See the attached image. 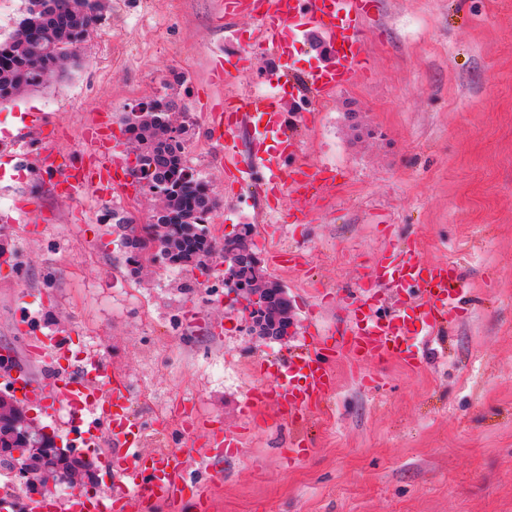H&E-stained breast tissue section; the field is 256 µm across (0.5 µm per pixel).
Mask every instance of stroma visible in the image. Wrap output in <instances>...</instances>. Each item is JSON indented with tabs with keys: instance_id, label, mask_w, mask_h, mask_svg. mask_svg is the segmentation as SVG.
Instances as JSON below:
<instances>
[{
	"instance_id": "obj_1",
	"label": "stroma",
	"mask_w": 512,
	"mask_h": 512,
	"mask_svg": "<svg viewBox=\"0 0 512 512\" xmlns=\"http://www.w3.org/2000/svg\"><path fill=\"white\" fill-rule=\"evenodd\" d=\"M222 0H105L65 74L0 103V137L40 114L56 163H87L81 135L107 116L113 131L138 103L174 93L185 107V161L209 182L216 238L255 227L263 263L290 236L305 262L273 269L296 323L342 327L354 291L381 256L386 227L425 261H453L466 292L451 329L424 360L335 367L327 403L301 426L265 404L243 415L254 365L297 346L262 338L224 302L212 273L128 262L113 215L151 221L156 198L129 180L101 202L63 194L56 177L0 158V354L24 355L20 310L42 331L63 330L73 351L93 347L132 389L148 426L143 452L206 447L213 431L240 435L238 452L203 468L208 512H512V0H372L364 21L370 71L315 110L288 99L303 160L333 171L307 224L259 223L254 190L228 178L209 133L224 87L212 64L227 51L271 73L238 18L229 41ZM194 421L184 436L181 413ZM303 439L302 460L289 459Z\"/></svg>"
}]
</instances>
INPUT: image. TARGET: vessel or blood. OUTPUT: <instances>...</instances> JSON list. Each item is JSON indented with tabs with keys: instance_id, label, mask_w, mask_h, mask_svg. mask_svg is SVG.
<instances>
[{
	"instance_id": "vessel-or-blood-1",
	"label": "vessel or blood",
	"mask_w": 512,
	"mask_h": 512,
	"mask_svg": "<svg viewBox=\"0 0 512 512\" xmlns=\"http://www.w3.org/2000/svg\"><path fill=\"white\" fill-rule=\"evenodd\" d=\"M368 0H224V20L241 14L255 18L274 61L273 73L264 75L269 93L231 92L224 109L212 113L213 139L224 157V167L237 183L258 181L263 192L289 193L294 204L292 223H306L317 209L324 169L315 163H296L302 142L289 131L284 99L307 97L329 100L351 80L366 55L363 39ZM321 34L332 50L333 62L306 71L295 57L298 41L310 32ZM253 128V150L247 165H240V133ZM84 139L94 165L83 179L71 184V195L92 188L104 192L117 186L124 165L112 130L105 123L89 125ZM464 283L454 263L427 264L407 241L389 243L373 264L368 283L359 292L352 319L335 343L310 330L294 355L278 364L271 384L250 389L245 413L274 402L288 424L321 406L335 387L334 362L360 365L367 361L398 359L412 364L420 354L408 347L419 334H432L457 320ZM32 359L51 364L49 376H33L29 361L0 362V385L18 400L54 418L59 404L70 409L68 431L79 435L84 447L97 445L105 435L109 449L100 458L107 476L118 480L108 493L75 492L67 498L48 494L19 498L0 494V512H126L138 501L144 512L164 506L178 512L192 498L196 512L207 501L202 487L188 486L178 450L142 454L146 428L131 411V394L122 377L112 373L96 355L72 353L62 332L36 333L28 338Z\"/></svg>"
}]
</instances>
